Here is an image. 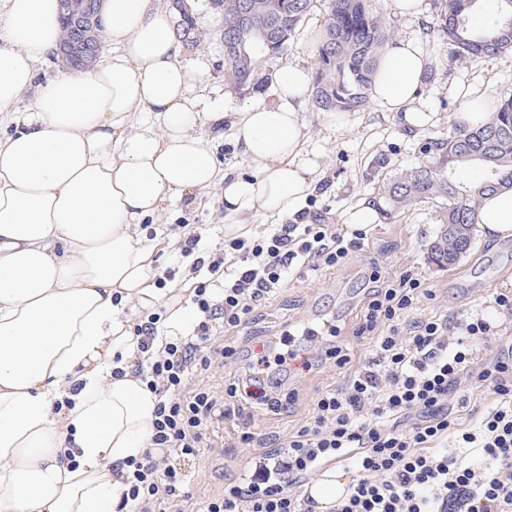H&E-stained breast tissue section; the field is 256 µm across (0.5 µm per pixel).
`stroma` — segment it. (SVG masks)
<instances>
[{"mask_svg": "<svg viewBox=\"0 0 512 512\" xmlns=\"http://www.w3.org/2000/svg\"><path fill=\"white\" fill-rule=\"evenodd\" d=\"M374 4L390 20L395 39L416 38L432 57L433 70L421 89V97L427 109L436 113L437 120L424 131L410 132L397 117L375 103L367 111L339 122L305 108L306 147L316 160L317 188L303 210L322 213L334 223L341 222L343 214L360 201L376 199L379 188L394 173L429 160L425 142L447 137L455 113L462 108L458 89L479 88L488 102L512 94V57L492 56L471 64L458 62L454 46L434 29L435 0H419L416 13L411 15L398 13L392 0H374ZM194 10L203 44L196 50H180L178 60L193 75L194 90L199 96L223 104L225 111H235L241 100L224 84V38L217 17L204 0H196ZM323 20L322 11L314 10L287 53L274 61V70L291 64L313 66L316 36ZM216 198L217 192L212 189L193 205L175 200L168 203L165 211L144 220L146 236H153L159 227L166 230L165 244L157 252L159 269L184 267L174 225H196L204 242L210 245L222 240L224 214ZM441 219L437 202L431 200L416 203L395 218L380 219L367 226L368 243L363 251L320 271L315 280L288 282L255 312L248 328L240 333L239 342L280 330L291 322L315 324L329 319L340 330L338 338L316 342L311 354L317 362L312 370L293 368L286 379V390L295 392L297 397L289 414L249 408L252 428L268 449H275L288 431L301 424L320 392L341 386L351 370L368 360V344L354 337L353 331L372 287L373 271H380L385 277L406 270L421 273L428 293L420 297L416 315L476 311L493 314L497 335L479 345L477 357L482 360L498 354L502 337L512 334V316L495 303L505 283L512 281V238L488 240L475 235L470 250L455 265L440 268L430 260V246ZM332 346L346 354L347 365H338L336 358L328 356ZM256 457L255 449L226 447L224 432L211 434L200 463L191 471V497L181 501L182 512H203L208 499L223 494L243 474L254 471Z\"/></svg>", "mask_w": 512, "mask_h": 512, "instance_id": "obj_1", "label": "stroma"}]
</instances>
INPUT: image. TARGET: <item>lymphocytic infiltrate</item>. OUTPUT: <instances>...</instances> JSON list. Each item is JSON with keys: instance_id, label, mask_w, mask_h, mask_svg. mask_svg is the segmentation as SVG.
Instances as JSON below:
<instances>
[{"instance_id": "1", "label": "lymphocytic infiltrate", "mask_w": 512, "mask_h": 512, "mask_svg": "<svg viewBox=\"0 0 512 512\" xmlns=\"http://www.w3.org/2000/svg\"><path fill=\"white\" fill-rule=\"evenodd\" d=\"M366 237L319 213L311 223L277 224L209 250L200 233L180 234L178 250L199 277L193 320L185 335L159 348L162 312L134 314L133 372L158 401L148 447L115 469L126 487L116 512H175L185 495L186 463L203 457L208 434L225 422L238 423L235 447H262L241 421L244 404L289 412L294 398L283 391L282 377L293 350L255 355L258 371L220 397L189 380L236 359L238 348L225 334L247 325L288 279L336 266L362 250ZM423 286L405 272L374 287L354 331L369 339L371 359L341 388L322 392L311 415L283 440V452L259 461L247 484L210 499L206 512H315V500L297 485L335 459L353 478L332 512H512V347L474 363L489 323L474 314L413 317ZM466 381L495 395L471 424L460 414L469 402L461 392Z\"/></svg>"}]
</instances>
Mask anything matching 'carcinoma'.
Masks as SVG:
<instances>
[{"mask_svg":"<svg viewBox=\"0 0 512 512\" xmlns=\"http://www.w3.org/2000/svg\"><path fill=\"white\" fill-rule=\"evenodd\" d=\"M224 18V42L246 39V54L224 47V82L235 93L250 96L272 81L267 63L284 55L298 29L318 5L325 7V19L314 60L312 105L317 112L351 115L371 105L373 75L383 49L391 43V27L370 0H217ZM485 0H444L438 16L439 30L448 37L463 64L491 56L512 55V0H496L494 14L484 16ZM249 9L252 31L241 34V14ZM278 28V45L268 46L260 31ZM175 40L187 50L201 46L192 5L183 11ZM477 107L489 113L478 127L454 124L445 139L434 142L432 160L397 172L383 184L385 215L425 200L441 202L442 223L431 247L439 264L453 265L471 247L479 224L483 196L512 189V96L493 105L479 101ZM466 164L481 169L478 178L463 182L458 170ZM448 224H466L468 234L460 237L448 231Z\"/></svg>","mask_w":512,"mask_h":512,"instance_id":"carcinoma-1","label":"carcinoma"}]
</instances>
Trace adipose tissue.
I'll use <instances>...</instances> for the list:
<instances>
[{
	"label": "adipose tissue",
	"mask_w": 512,
	"mask_h": 512,
	"mask_svg": "<svg viewBox=\"0 0 512 512\" xmlns=\"http://www.w3.org/2000/svg\"><path fill=\"white\" fill-rule=\"evenodd\" d=\"M103 19L108 62L39 86L37 65L59 45V2L0 0V112L14 127L0 138V512H115L126 490L114 469L146 448L156 405L130 371L125 315L159 299L161 242L143 220L219 185L224 232L237 234L256 215L296 213L315 189L301 112L309 68L275 74L276 101L225 114L193 94L155 0H104ZM431 66L412 39L381 55L372 99L406 130L435 120L419 101ZM227 125L251 176L221 168ZM480 227L512 237V190L487 196Z\"/></svg>",
	"instance_id": "1"
}]
</instances>
